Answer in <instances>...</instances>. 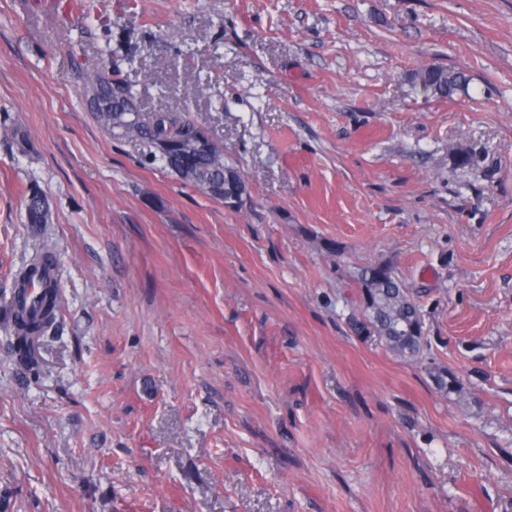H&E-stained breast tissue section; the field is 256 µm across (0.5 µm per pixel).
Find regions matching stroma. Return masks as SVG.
Returning a JSON list of instances; mask_svg holds the SVG:
<instances>
[{
  "label": "stroma",
  "mask_w": 512,
  "mask_h": 512,
  "mask_svg": "<svg viewBox=\"0 0 512 512\" xmlns=\"http://www.w3.org/2000/svg\"><path fill=\"white\" fill-rule=\"evenodd\" d=\"M94 3L0 0V296L48 249L61 300L37 366L0 328V512H512V0ZM108 60L223 147L239 209L96 120ZM378 262L417 357L365 317ZM416 85L425 89L427 94L449 97L468 85V78L459 69L428 67L421 69L414 76ZM26 219L28 224L39 226L51 220V212L44 195L36 188L29 190L26 205ZM365 311L369 323L387 344L401 354L415 356L423 339L420 310L384 263L365 267L361 273Z\"/></svg>",
  "instance_id": "obj_1"
}]
</instances>
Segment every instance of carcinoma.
Wrapping results in <instances>:
<instances>
[{
  "mask_svg": "<svg viewBox=\"0 0 512 512\" xmlns=\"http://www.w3.org/2000/svg\"><path fill=\"white\" fill-rule=\"evenodd\" d=\"M416 85L426 93L449 97L468 85V78L459 69L428 67L414 76ZM82 93L91 97L90 109L98 121L119 138L139 140L156 150L152 159L160 160L175 175L190 183L202 194L222 201L230 195L243 196L248 191L240 170L224 158V150L212 141L199 152L193 162V172L185 173L165 153V144L179 142L187 148L195 146L204 132L183 113L167 106L145 111L139 108L137 93L132 86L103 68L84 73ZM27 222L39 226L51 220V212L44 195L36 188L29 190L26 205ZM52 269L50 255L33 260L20 273L18 283L31 282L40 274L43 291L32 301L28 315L15 311L16 297L3 302L10 318L9 335L18 359L29 365L37 363V343L51 331L57 322V284L48 276ZM364 288L365 311L369 323L387 344L401 354L419 353L423 339V321L420 310L411 301L402 284L384 263L365 267L361 273Z\"/></svg>",
  "mask_w": 512,
  "mask_h": 512,
  "instance_id": "carcinoma-1",
  "label": "carcinoma"
}]
</instances>
